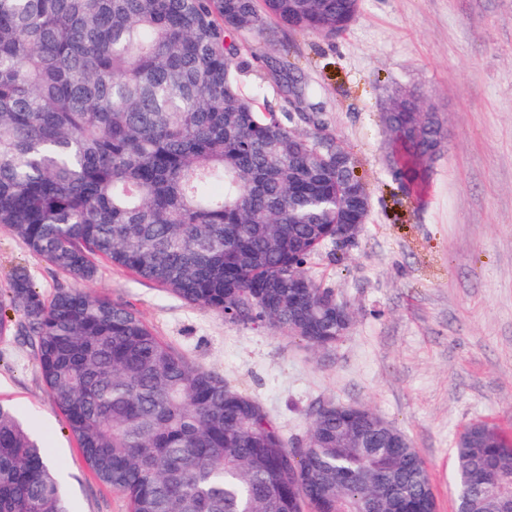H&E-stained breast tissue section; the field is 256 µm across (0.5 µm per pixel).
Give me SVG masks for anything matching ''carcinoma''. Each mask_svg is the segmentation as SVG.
I'll list each match as a JSON object with an SVG mask.
<instances>
[{
    "mask_svg": "<svg viewBox=\"0 0 512 512\" xmlns=\"http://www.w3.org/2000/svg\"><path fill=\"white\" fill-rule=\"evenodd\" d=\"M359 0H0V227L77 282L95 257L232 323L336 343L333 290L309 272L357 159L246 94L239 40L276 25L336 37ZM300 101L308 93L288 75ZM385 109L410 188L441 139ZM13 311L15 318L7 316ZM29 338L82 456L129 512H434L408 438L353 448L372 411L313 409L290 448L256 400L194 366L132 307L86 290L45 299L25 271L0 290V338ZM458 506L512 512V440L473 423L454 448ZM0 512H68L39 437L0 405Z\"/></svg>",
    "mask_w": 512,
    "mask_h": 512,
    "instance_id": "carcinoma-1",
    "label": "carcinoma"
}]
</instances>
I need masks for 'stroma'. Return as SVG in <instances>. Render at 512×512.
<instances>
[{
  "instance_id": "stroma-1",
  "label": "stroma",
  "mask_w": 512,
  "mask_h": 512,
  "mask_svg": "<svg viewBox=\"0 0 512 512\" xmlns=\"http://www.w3.org/2000/svg\"><path fill=\"white\" fill-rule=\"evenodd\" d=\"M245 48L244 92L283 106L269 63L287 53L370 191L357 242L322 247L310 267L348 305L350 330L314 350L260 323L224 321L103 260L86 288L131 305L194 365L223 373L288 442L304 440L318 404L373 410L424 460L436 512H456L458 435L483 422L512 438V0H360L338 37L280 29ZM394 88L420 92L423 111L437 113L446 134L413 192L388 165L383 109ZM18 269L47 298L73 285L0 229V289ZM1 403L42 438L70 512H129L126 497L86 465L26 337L0 340Z\"/></svg>"
}]
</instances>
